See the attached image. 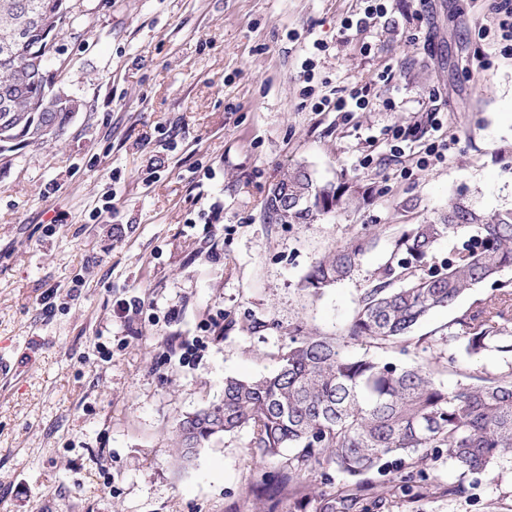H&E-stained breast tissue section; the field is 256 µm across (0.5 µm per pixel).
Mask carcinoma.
I'll list each match as a JSON object with an SVG mask.
<instances>
[{
  "label": "carcinoma",
  "mask_w": 512,
  "mask_h": 512,
  "mask_svg": "<svg viewBox=\"0 0 512 512\" xmlns=\"http://www.w3.org/2000/svg\"><path fill=\"white\" fill-rule=\"evenodd\" d=\"M69 19L67 0H0V151L42 142L45 126L61 128L69 118L72 109L52 90L51 51H38L43 33ZM278 183L288 185V207H273L267 196L263 210L285 224H312L357 202L347 183L320 181L304 165L283 172ZM445 238L448 261L424 270ZM373 245L358 236L323 255L302 288L315 297L351 277ZM506 268H512V209L488 215L461 192L452 194L445 211L407 225L394 239L379 282L361 293L342 333L321 336L297 325L272 374L229 377L219 402L178 419L172 433L179 461L188 463L211 440L248 428L250 449L262 460L296 450L284 476L290 484L309 469L357 478L315 494V512H353L371 491L379 504L398 493H466L461 483L444 489L431 481L428 460L444 453L463 475L512 461V332L502 326L512 291L498 279ZM485 282L497 295L456 318L453 339L470 357L499 353L507 371L446 387L429 364L410 357L408 333ZM355 342L365 350L350 352ZM372 348H397L404 359H382ZM391 457L401 468L384 470ZM374 470L383 476L380 484L361 479Z\"/></svg>",
  "instance_id": "cac0c4a2"
}]
</instances>
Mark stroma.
Masks as SVG:
<instances>
[{"mask_svg":"<svg viewBox=\"0 0 512 512\" xmlns=\"http://www.w3.org/2000/svg\"><path fill=\"white\" fill-rule=\"evenodd\" d=\"M70 4L51 66L81 107L47 142L0 153V355L13 366L0 376V512H257L270 498L289 512L349 484L334 470L278 484L293 449L259 465L247 429L181 465L172 427L218 401L226 377L271 374L296 323L325 335L348 324L394 238L450 194L512 208V57L488 36L502 0H390L360 31L341 22L363 0ZM357 84L371 88L368 109L313 110ZM400 128L415 135L396 157ZM448 139L444 161L418 166ZM297 164L346 176L364 202L315 224L268 223L266 191ZM107 192L116 209L98 224ZM369 228L376 245L349 279L302 290L316 259ZM493 295L482 284L411 331L444 385L458 381L455 319ZM133 296L144 308L127 322L117 303ZM196 336L205 348L181 359ZM428 472L466 494L403 495L379 512H512L511 463L463 475L442 455Z\"/></svg>","mask_w":512,"mask_h":512,"instance_id":"obj_1","label":"stroma"}]
</instances>
